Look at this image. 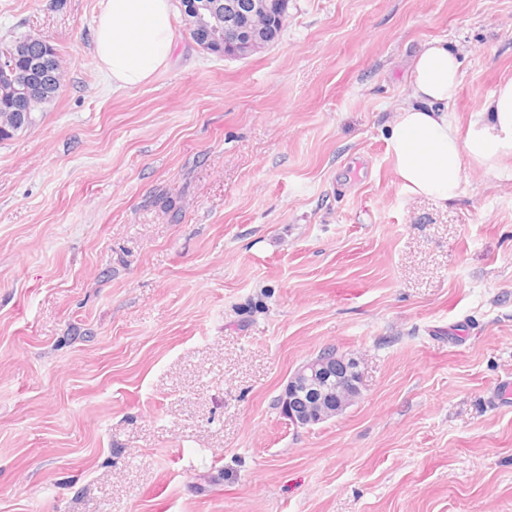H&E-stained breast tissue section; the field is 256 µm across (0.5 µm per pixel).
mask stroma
<instances>
[{
    "instance_id": "stroma-1",
    "label": "stroma",
    "mask_w": 512,
    "mask_h": 512,
    "mask_svg": "<svg viewBox=\"0 0 512 512\" xmlns=\"http://www.w3.org/2000/svg\"><path fill=\"white\" fill-rule=\"evenodd\" d=\"M99 0H0L64 66L0 141V512H512V158L408 198L413 54L465 49L452 118L512 79V0H288L227 59L176 24L113 91ZM361 396L297 428L306 359ZM311 392L318 394L314 403L308 400ZM359 395L358 362L326 349L296 368L279 400L291 425L310 427L341 414Z\"/></svg>"
}]
</instances>
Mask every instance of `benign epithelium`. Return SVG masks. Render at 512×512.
I'll use <instances>...</instances> for the list:
<instances>
[{
  "instance_id": "1",
  "label": "benign epithelium",
  "mask_w": 512,
  "mask_h": 512,
  "mask_svg": "<svg viewBox=\"0 0 512 512\" xmlns=\"http://www.w3.org/2000/svg\"><path fill=\"white\" fill-rule=\"evenodd\" d=\"M204 7L210 20L195 16L186 29L189 37L196 39L201 31H206L205 46L231 59L243 58L261 47L263 37L259 35L241 42L237 24L230 19L234 5L214 0ZM16 52L27 57L29 63L21 70L7 66L10 102L15 106L12 127L7 129L11 135L27 128L23 122L25 112L50 95L57 82L53 48L47 40L30 36L16 46ZM359 395L358 362L334 349H326L296 368L280 396V404L290 424L310 427L341 414Z\"/></svg>"
}]
</instances>
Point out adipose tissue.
Returning <instances> with one entry per match:
<instances>
[{
  "label": "adipose tissue",
  "instance_id": "1",
  "mask_svg": "<svg viewBox=\"0 0 512 512\" xmlns=\"http://www.w3.org/2000/svg\"><path fill=\"white\" fill-rule=\"evenodd\" d=\"M176 0H101L94 21L99 70L113 89L148 83L170 60ZM462 51L436 40L412 59L407 100L394 114L388 150L402 188L412 197L445 204L463 181L465 164L497 175L512 157V79L474 112L467 133L448 113L460 83Z\"/></svg>",
  "mask_w": 512,
  "mask_h": 512
}]
</instances>
